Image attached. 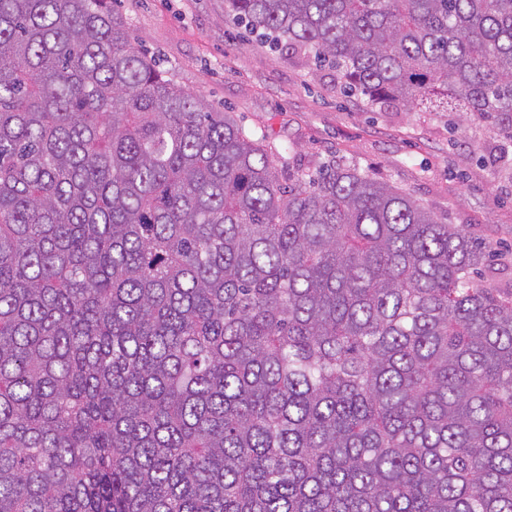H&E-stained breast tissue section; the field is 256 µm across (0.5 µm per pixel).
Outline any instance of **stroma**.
Instances as JSON below:
<instances>
[{
    "mask_svg": "<svg viewBox=\"0 0 512 512\" xmlns=\"http://www.w3.org/2000/svg\"><path fill=\"white\" fill-rule=\"evenodd\" d=\"M134 46L168 78L263 138L280 178L335 157L464 225L491 249L482 276L512 289V165L493 163L502 140L456 112L366 106L330 70L245 40L224 0H117Z\"/></svg>",
    "mask_w": 512,
    "mask_h": 512,
    "instance_id": "obj_1",
    "label": "stroma"
}]
</instances>
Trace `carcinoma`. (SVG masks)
I'll list each match as a JSON object with an SVG mask.
<instances>
[{
    "label": "carcinoma",
    "mask_w": 512,
    "mask_h": 512,
    "mask_svg": "<svg viewBox=\"0 0 512 512\" xmlns=\"http://www.w3.org/2000/svg\"><path fill=\"white\" fill-rule=\"evenodd\" d=\"M512 144V0H224ZM410 194L262 144L109 0H0V512H512V291Z\"/></svg>",
    "instance_id": "cac0c4a2"
}]
</instances>
